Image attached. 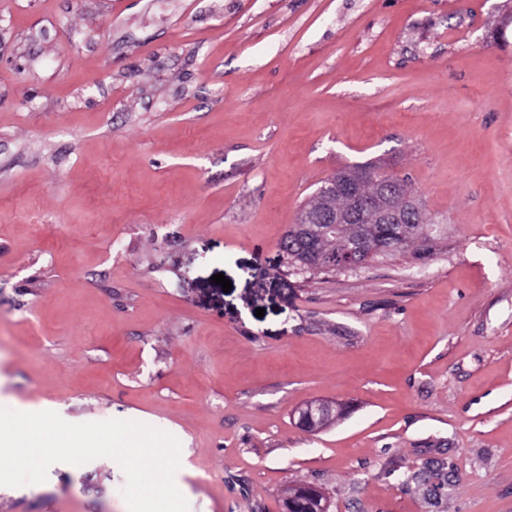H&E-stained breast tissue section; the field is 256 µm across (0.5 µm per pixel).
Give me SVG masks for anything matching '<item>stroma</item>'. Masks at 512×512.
<instances>
[{"label":"stroma","instance_id":"obj_1","mask_svg":"<svg viewBox=\"0 0 512 512\" xmlns=\"http://www.w3.org/2000/svg\"><path fill=\"white\" fill-rule=\"evenodd\" d=\"M510 13L0 0V406L173 435L189 512H282L293 484L512 512ZM367 162L421 198L432 257L288 269L297 212ZM321 398L344 415L300 429ZM125 484L60 462L0 512H129Z\"/></svg>","mask_w":512,"mask_h":512}]
</instances>
